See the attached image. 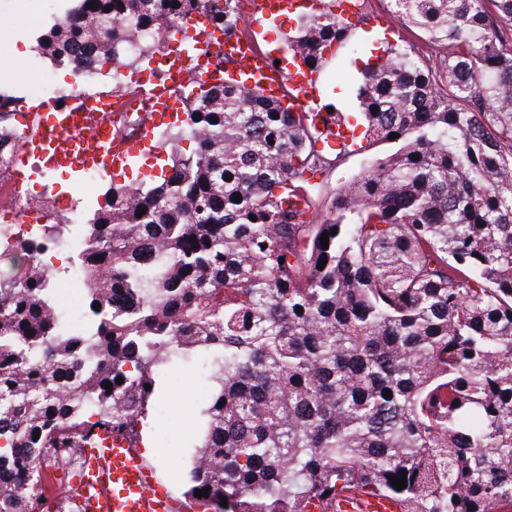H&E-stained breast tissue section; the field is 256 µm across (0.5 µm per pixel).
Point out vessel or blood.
I'll use <instances>...</instances> for the list:
<instances>
[{
  "label": "vessel or blood",
  "mask_w": 512,
  "mask_h": 512,
  "mask_svg": "<svg viewBox=\"0 0 512 512\" xmlns=\"http://www.w3.org/2000/svg\"><path fill=\"white\" fill-rule=\"evenodd\" d=\"M178 42L193 46L201 59L222 50L214 41L208 25L202 24L178 35ZM233 70L214 68L201 72L206 84L239 78H250L270 95L277 94L281 84H289L291 110L314 112L318 109L320 74L302 61L290 60L288 66L275 65L272 57H262L245 48L231 50ZM159 111H145L137 138L126 142L112 135L110 115L114 109L112 94L97 90L91 95L94 111H85L74 101L63 106L48 103L27 115L25 150L49 159L53 167L78 170L80 165L97 163L100 169L121 168L149 147L154 129L162 119L171 118L176 97L162 88L151 89ZM86 474L75 488L83 512H199V501L174 497L158 480L154 469L139 449L107 430L99 431L96 443L82 450ZM323 512H402V504L393 498L374 496L364 491H348L336 499L322 503Z\"/></svg>",
  "instance_id": "1"
}]
</instances>
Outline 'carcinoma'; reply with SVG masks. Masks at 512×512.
Returning a JSON list of instances; mask_svg holds the SVG:
<instances>
[{
	"mask_svg": "<svg viewBox=\"0 0 512 512\" xmlns=\"http://www.w3.org/2000/svg\"><path fill=\"white\" fill-rule=\"evenodd\" d=\"M88 3L38 43L77 71L174 18L242 23L235 0ZM386 4L439 53L367 58L354 124L322 98L359 140L396 146L329 198L313 179L350 150L313 113L284 107L285 89L212 85L183 96L160 183L108 188L83 225L84 321L41 260L70 225L0 254V512H36L43 467L99 430L135 434L162 373L197 353L210 400L189 415L186 496L208 490L211 512H311L346 488L404 512H512V0ZM349 28L333 9L305 17L291 50L321 71Z\"/></svg>",
	"mask_w": 512,
	"mask_h": 512,
	"instance_id": "cac0c4a2",
	"label": "carcinoma"
}]
</instances>
